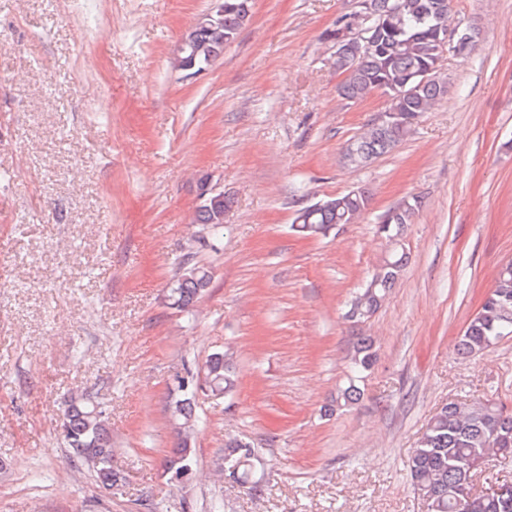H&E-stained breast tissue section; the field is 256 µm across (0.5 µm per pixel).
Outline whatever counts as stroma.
Wrapping results in <instances>:
<instances>
[{"mask_svg": "<svg viewBox=\"0 0 512 512\" xmlns=\"http://www.w3.org/2000/svg\"><path fill=\"white\" fill-rule=\"evenodd\" d=\"M213 0H0V512H426L408 458L437 407H512V336L461 358L468 321L512 260V0H453L479 37L439 63L447 97L364 168L346 143L387 106L338 92L326 34L355 0H253L224 54L173 65ZM232 199L194 223L200 180ZM359 188L354 224L318 237L296 211ZM421 202L409 259L362 324L348 304L396 244L376 232ZM208 267L193 314L169 287ZM376 363L332 408L357 334ZM227 352L237 386L199 390L195 478L169 482L177 375ZM105 410L124 480L99 488L60 430L66 401ZM256 448L248 486L224 442Z\"/></svg>", "mask_w": 512, "mask_h": 512, "instance_id": "35a3bbf8", "label": "stroma"}]
</instances>
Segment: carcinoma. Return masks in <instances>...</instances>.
Segmentation results:
<instances>
[{"instance_id":"obj_1","label":"carcinoma","mask_w":512,"mask_h":512,"mask_svg":"<svg viewBox=\"0 0 512 512\" xmlns=\"http://www.w3.org/2000/svg\"><path fill=\"white\" fill-rule=\"evenodd\" d=\"M251 3L224 0L222 21L196 23L178 48L177 66L183 67L194 57L197 66L206 67L222 56L224 46L234 41L250 20ZM372 4L370 41L346 39L336 48L332 67L344 76L340 86L344 98L362 100L379 92L387 97L386 111L399 118L393 125L375 128L369 124L346 144L343 158L352 167H363L396 148L410 134L415 118L431 111L448 94V79L438 74L437 64L443 54L441 40L448 29L452 0H372ZM369 200L368 190L358 189L329 197L314 210L303 207L296 216V230L304 236H324L335 226L355 224ZM229 205L227 197L216 206L204 203L197 208L194 222L220 229ZM419 207L420 200L413 197L390 209L377 225L378 233L389 240L402 237ZM405 264L403 251L388 256L351 300L349 310L357 311L354 321L364 322L376 312L395 288ZM211 283L212 273L207 268L196 264L185 268L169 291L172 305L182 312L193 311ZM507 336H512V261L501 265L494 288L460 337L458 352L473 357ZM348 361L351 377L336 394L338 407L352 406L361 399L357 381L374 365L372 341L358 338ZM204 374L211 391L226 396L235 391V367L228 354L209 355ZM199 388L196 383L177 390L170 404L179 440L168 460L173 468L195 464L191 440L198 421ZM61 426L71 458L87 464L103 488L110 490L121 481L112 460L108 420L96 403L88 397L70 400ZM225 447L224 479L247 483V467L256 449L235 438ZM497 455L512 456V410L492 399L446 403L433 414L412 451L408 476L414 491L425 498L427 512H512V482L493 497L472 492L469 469Z\"/></svg>"}]
</instances>
